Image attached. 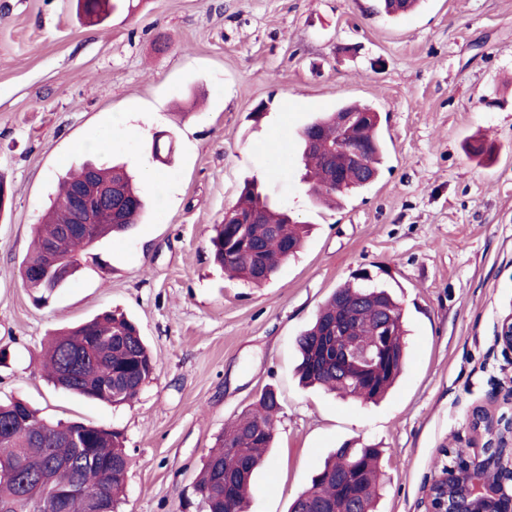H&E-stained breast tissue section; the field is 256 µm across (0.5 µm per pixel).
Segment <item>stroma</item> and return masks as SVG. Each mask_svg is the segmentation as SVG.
Returning a JSON list of instances; mask_svg holds the SVG:
<instances>
[{"instance_id": "35a3bbf8", "label": "stroma", "mask_w": 512, "mask_h": 512, "mask_svg": "<svg viewBox=\"0 0 512 512\" xmlns=\"http://www.w3.org/2000/svg\"><path fill=\"white\" fill-rule=\"evenodd\" d=\"M353 101L379 113L387 156L367 189L315 206L296 133ZM124 112L143 136L114 128ZM94 132L110 136L107 151L84 149ZM157 136L167 161L153 157ZM99 158L141 175L146 214L36 300L19 273L33 227L59 178ZM0 175L12 193L0 401L120 431L132 459L120 512H198L202 457L267 387L281 408L249 512H289L346 441L382 451L378 512H425L439 449L472 447V407L512 395V356L494 340L512 309V0H423L399 19L376 0H120L96 23L76 0H0ZM251 177L310 226L261 288L227 278L209 250ZM361 271L408 326L403 373L377 404L302 388L295 372L297 336ZM106 310L136 320L156 359L116 408L38 366L51 332Z\"/></svg>"}]
</instances>
